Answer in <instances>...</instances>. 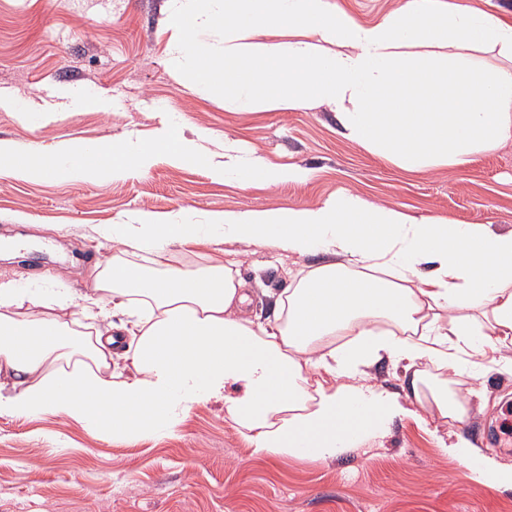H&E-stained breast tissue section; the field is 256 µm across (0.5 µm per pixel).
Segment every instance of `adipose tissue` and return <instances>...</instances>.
<instances>
[{
  "mask_svg": "<svg viewBox=\"0 0 512 512\" xmlns=\"http://www.w3.org/2000/svg\"><path fill=\"white\" fill-rule=\"evenodd\" d=\"M169 22L224 37L220 55L190 37L175 51L171 64L195 91L254 112L328 104L347 138L400 168L463 167L512 141V24L465 0H405L368 25L330 0H170ZM486 50L506 66H483L476 54ZM160 151L217 178L307 175L243 156L230 140L215 160L171 127L149 145L82 143L53 160L0 141V158L34 180L116 176ZM105 233L148 253L217 239L326 260L293 272L267 322L253 315L235 259L220 254L194 270H156L119 253L94 265L92 293L41 301L0 280V416L50 411L133 440L174 434L214 400L253 456L328 461L425 413L448 423L447 453L471 463L475 480L512 489V466L464 434L471 404L455 389L465 358L512 347V231L417 219L343 191L319 206L213 213L204 224L140 212ZM123 336L116 367L112 343ZM385 362L403 367L399 389L373 381ZM427 362L446 376L430 381Z\"/></svg>",
  "mask_w": 512,
  "mask_h": 512,
  "instance_id": "1",
  "label": "adipose tissue"
}]
</instances>
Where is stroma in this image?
<instances>
[{"mask_svg":"<svg viewBox=\"0 0 512 512\" xmlns=\"http://www.w3.org/2000/svg\"><path fill=\"white\" fill-rule=\"evenodd\" d=\"M168 0H0V140L17 151L70 143L154 142L173 126L190 140H225L242 154L307 171L301 182L214 179L202 165L157 154L116 178L26 179L0 166V278L33 293L87 292L111 256L104 228L139 212L201 220L218 212L317 206L348 190L417 217L512 230V141L464 167L416 172L345 137L335 111L248 112L197 93L175 76L182 33ZM252 288L253 314H273L289 271L315 265L271 247L232 244ZM489 400L464 433L512 464V378L485 365ZM438 418L395 421L388 435L327 462L255 458L224 406L189 411L168 437L112 440L57 413L0 417V512H512V491L488 488L444 447Z\"/></svg>","mask_w":512,"mask_h":512,"instance_id":"stroma-1","label":"stroma"}]
</instances>
